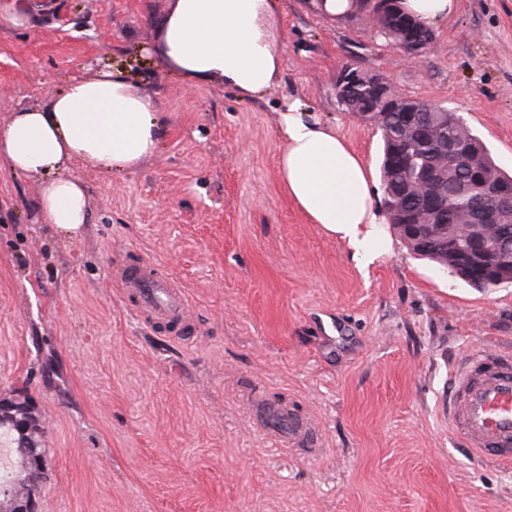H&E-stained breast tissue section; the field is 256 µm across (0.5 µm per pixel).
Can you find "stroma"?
<instances>
[{
    "label": "stroma",
    "instance_id": "obj_1",
    "mask_svg": "<svg viewBox=\"0 0 512 512\" xmlns=\"http://www.w3.org/2000/svg\"><path fill=\"white\" fill-rule=\"evenodd\" d=\"M0 19V125L74 78L126 71L160 104L157 154L106 175L71 236L41 223L38 181L0 162V401L27 398L48 470L39 512H512V471L459 448L448 374L512 343V284L478 289L415 257L390 224L359 264L310 223L278 168L277 114L299 101L380 171L378 128L336 102L346 66L463 116L512 173V0H458L410 60L372 19L280 0L277 83L247 97L158 60L170 0H56ZM168 273L191 328L149 327L127 266ZM338 321L329 339L319 324ZM294 408L323 446L288 448L263 407Z\"/></svg>",
    "mask_w": 512,
    "mask_h": 512
}]
</instances>
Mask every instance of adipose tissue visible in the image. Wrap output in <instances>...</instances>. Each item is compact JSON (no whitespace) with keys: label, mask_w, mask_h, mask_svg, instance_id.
Returning a JSON list of instances; mask_svg holds the SVG:
<instances>
[{"label":"adipose tissue","mask_w":512,"mask_h":512,"mask_svg":"<svg viewBox=\"0 0 512 512\" xmlns=\"http://www.w3.org/2000/svg\"><path fill=\"white\" fill-rule=\"evenodd\" d=\"M279 0H171L160 35L162 63L190 80L224 81L244 94L274 85L281 74ZM285 138L279 170L311 223L366 250L360 227L377 224L373 177L363 158L334 129L308 120L297 102L278 114ZM158 100L120 70L71 81L46 105L15 112L0 126V161L37 178L42 223L72 235L91 218L77 164L128 172L160 144Z\"/></svg>","instance_id":"obj_1"}]
</instances>
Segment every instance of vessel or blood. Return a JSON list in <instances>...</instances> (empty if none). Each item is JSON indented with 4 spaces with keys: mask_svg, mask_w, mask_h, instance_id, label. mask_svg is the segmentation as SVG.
I'll use <instances>...</instances> for the list:
<instances>
[{
    "mask_svg": "<svg viewBox=\"0 0 512 512\" xmlns=\"http://www.w3.org/2000/svg\"><path fill=\"white\" fill-rule=\"evenodd\" d=\"M122 288L136 299V310L149 325L182 322L187 300L173 279L139 266L128 267ZM268 429L290 448L314 454L319 446L312 424L292 410L263 411ZM448 421L459 446L479 459L512 468V352L472 351L448 379Z\"/></svg>",
    "mask_w": 512,
    "mask_h": 512,
    "instance_id": "1",
    "label": "vessel or blood"
}]
</instances>
